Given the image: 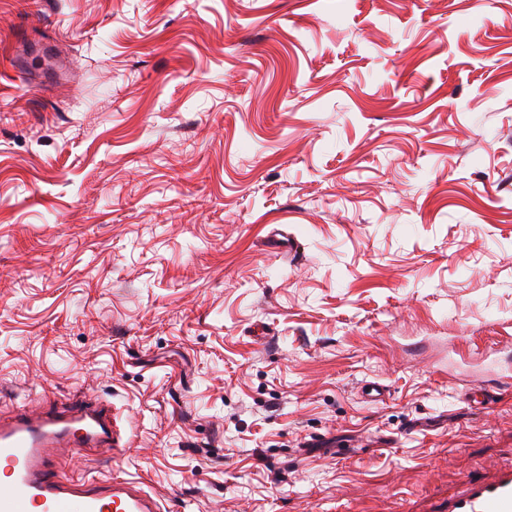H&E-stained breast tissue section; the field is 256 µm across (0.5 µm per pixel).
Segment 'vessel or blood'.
I'll use <instances>...</instances> for the list:
<instances>
[{"instance_id": "b4317fda", "label": "vessel or blood", "mask_w": 512, "mask_h": 512, "mask_svg": "<svg viewBox=\"0 0 512 512\" xmlns=\"http://www.w3.org/2000/svg\"><path fill=\"white\" fill-rule=\"evenodd\" d=\"M111 405L74 400L62 411L24 409L0 418V512H161L156 497L130 480L73 477L63 471L75 448L111 449ZM447 512H512V468L466 480Z\"/></svg>"}]
</instances>
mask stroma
Here are the masks:
<instances>
[{
	"label": "stroma",
	"mask_w": 512,
	"mask_h": 512,
	"mask_svg": "<svg viewBox=\"0 0 512 512\" xmlns=\"http://www.w3.org/2000/svg\"><path fill=\"white\" fill-rule=\"evenodd\" d=\"M79 396L163 512L512 465V0H0V414Z\"/></svg>",
	"instance_id": "35a3bbf8"
}]
</instances>
